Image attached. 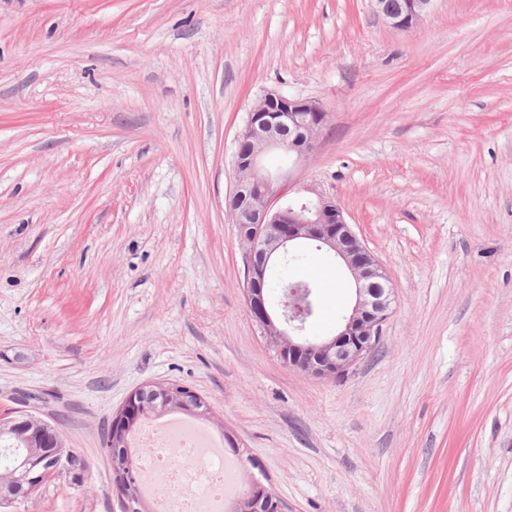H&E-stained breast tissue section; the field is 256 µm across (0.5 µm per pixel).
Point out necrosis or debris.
<instances>
[{
    "label": "necrosis or debris",
    "instance_id": "1",
    "mask_svg": "<svg viewBox=\"0 0 512 512\" xmlns=\"http://www.w3.org/2000/svg\"><path fill=\"white\" fill-rule=\"evenodd\" d=\"M148 451L139 459L140 490L154 512H224L232 466L194 422L173 417L143 428Z\"/></svg>",
    "mask_w": 512,
    "mask_h": 512
}]
</instances>
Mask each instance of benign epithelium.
<instances>
[{
  "instance_id": "1",
  "label": "benign epithelium",
  "mask_w": 512,
  "mask_h": 512,
  "mask_svg": "<svg viewBox=\"0 0 512 512\" xmlns=\"http://www.w3.org/2000/svg\"><path fill=\"white\" fill-rule=\"evenodd\" d=\"M432 0H400L389 9L375 0L377 11L397 30L416 24ZM328 115L314 100L278 92L265 94L249 112L238 143L246 149L236 153V179L228 198V209L248 244L245 254L246 295L251 315L262 334L275 344L288 366L316 377H339L369 354L389 315L392 288L376 258L358 237L336 198L313 188L308 196L291 198V170H271L265 158L271 153L288 156L292 166L304 162L313 152ZM302 246L338 258L355 286L352 308L342 316L336 332L311 340L304 336L309 307L287 290L273 303L262 295V284L276 261ZM199 396L189 390L178 393L164 382L145 384L129 394L112 415L109 444L122 441L149 409L174 402L183 410L195 408ZM23 437L32 448L24 460L26 479L17 481L14 472L0 474V504L29 498L55 468L75 471L81 479L87 463L66 448L59 431L48 421L33 415L23 423ZM234 512H285L273 491L258 482L237 499Z\"/></svg>"
}]
</instances>
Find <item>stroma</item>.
Segmentation results:
<instances>
[{"mask_svg":"<svg viewBox=\"0 0 512 512\" xmlns=\"http://www.w3.org/2000/svg\"><path fill=\"white\" fill-rule=\"evenodd\" d=\"M268 92L329 122L294 190L334 195L395 302L338 378L253 320L225 205ZM317 270L311 336L352 304ZM174 382L288 512H512V0H0V421L88 469L0 512H123L103 439ZM433 0H400L397 9H389L384 0H375L377 11L397 30H406L416 24L428 11Z\"/></svg>","mask_w":512,"mask_h":512,"instance_id":"1","label":"stroma"}]
</instances>
